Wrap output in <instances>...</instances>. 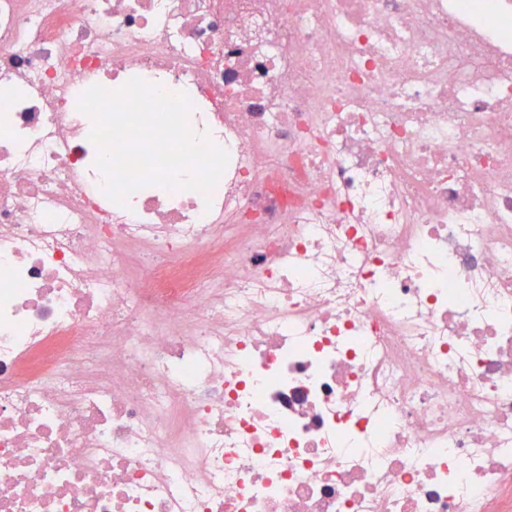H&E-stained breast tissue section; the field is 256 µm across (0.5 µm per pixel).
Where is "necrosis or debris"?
Returning a JSON list of instances; mask_svg holds the SVG:
<instances>
[{"label": "necrosis or debris", "instance_id": "4bbe7bcc", "mask_svg": "<svg viewBox=\"0 0 512 512\" xmlns=\"http://www.w3.org/2000/svg\"><path fill=\"white\" fill-rule=\"evenodd\" d=\"M0 512H512V0H0Z\"/></svg>", "mask_w": 512, "mask_h": 512}]
</instances>
